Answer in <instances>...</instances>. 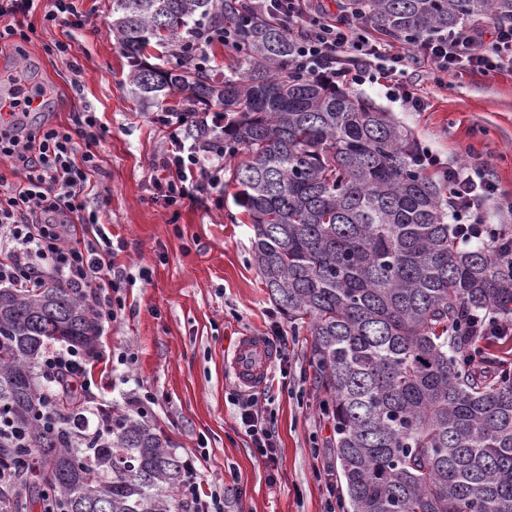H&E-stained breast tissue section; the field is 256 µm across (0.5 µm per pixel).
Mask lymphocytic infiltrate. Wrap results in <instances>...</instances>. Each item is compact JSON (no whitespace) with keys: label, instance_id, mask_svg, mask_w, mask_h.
Returning <instances> with one entry per match:
<instances>
[{"label":"lymphocytic infiltrate","instance_id":"obj_1","mask_svg":"<svg viewBox=\"0 0 512 512\" xmlns=\"http://www.w3.org/2000/svg\"><path fill=\"white\" fill-rule=\"evenodd\" d=\"M250 14L243 25L263 18L286 23L295 44L292 69L324 78L335 84L364 85L378 77L393 78L402 101L417 107L418 98L402 82L410 64L426 62L438 72L460 70L490 72L512 65V23L489 22L448 34L442 31L415 38L396 48L361 33L358 19L330 18L313 6L314 0H248ZM42 11L46 24L56 25L69 15L76 28L88 25L76 0H0V42L22 47L30 36L25 19ZM11 118L0 120V162L16 173V181L0 177V286L27 292L50 282L76 288L100 323L112 324L125 308L121 294L123 272L114 262L116 250L96 212L87 200L91 178L99 165L94 148L101 125L92 112L75 113L71 124L44 122L33 128L27 119L31 102L4 97ZM168 130L170 146L154 168L153 182L164 190L167 205H176L194 191L224 188V158L182 138L174 114L159 117ZM420 166L443 175L450 183L449 210L462 242L494 243L497 256H512V227L490 224L485 219L489 205L512 217V197L501 196L481 169L464 162L448 166L440 155L423 151ZM103 354L75 346L48 351L40 363V374L49 395L70 393L84 403L96 404L98 382L93 369ZM236 420L270 467L279 458L272 428L254 397L238 402ZM37 451L24 461L0 456V512H25L32 480L20 476L19 465L33 466ZM205 452L190 453L185 463L190 477L178 491L184 512H224V490L201 489L199 466Z\"/></svg>","mask_w":512,"mask_h":512}]
</instances>
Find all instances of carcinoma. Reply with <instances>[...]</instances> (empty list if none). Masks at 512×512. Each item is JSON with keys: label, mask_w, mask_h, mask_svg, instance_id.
Returning a JSON list of instances; mask_svg holds the SVG:
<instances>
[{"label": "carcinoma", "mask_w": 512, "mask_h": 512, "mask_svg": "<svg viewBox=\"0 0 512 512\" xmlns=\"http://www.w3.org/2000/svg\"><path fill=\"white\" fill-rule=\"evenodd\" d=\"M398 39L454 30L512 0H346ZM238 0H112V36L142 101L187 112L185 132L248 160L231 171L254 231L252 257L272 300L310 320L318 388L336 431L347 512H512V367L479 350L471 322L512 319V260L464 247L447 195L417 166L408 130L367 97L288 69L278 21L241 26ZM238 32L227 74L184 50L201 25ZM168 54L157 63L151 43ZM210 112L223 127L207 129ZM98 319L57 283L0 288V417L38 449L34 476L69 512H173L181 459L155 424L61 405L36 380L47 347L87 349Z\"/></svg>", "instance_id": "obj_1"}]
</instances>
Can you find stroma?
Masks as SVG:
<instances>
[{"mask_svg":"<svg viewBox=\"0 0 512 512\" xmlns=\"http://www.w3.org/2000/svg\"><path fill=\"white\" fill-rule=\"evenodd\" d=\"M112 0H80L93 27L45 25L27 17L32 34L23 53L0 49V69L26 62L33 82L46 90L45 116L69 124L92 111L103 130L95 149L100 167L90 205L120 250L114 258L126 280V310L102 328L99 350L132 349L133 370L116 364L104 398L116 409L145 392L156 401L146 418L160 426L178 455L204 447L203 488L237 486L224 512H327L329 487L339 483L334 422L321 407L308 324L289 321L271 301L251 254L253 230L234 203L237 191L208 192L166 206L150 180L165 146L158 107L141 105L125 84L126 58L109 27ZM69 44L68 58L52 52ZM80 70L72 72L69 63ZM421 106L412 109L386 94L382 84L358 92L409 129L419 147L449 163L473 158L499 193L512 195V69L437 73L430 64L405 76ZM288 337V365L271 366L255 386L259 403L278 432L277 469L266 466L235 420L233 400L243 393L230 370L231 347L247 334Z\"/></svg>","mask_w":512,"mask_h":512,"instance_id":"35a3bbf8","label":"stroma"}]
</instances>
